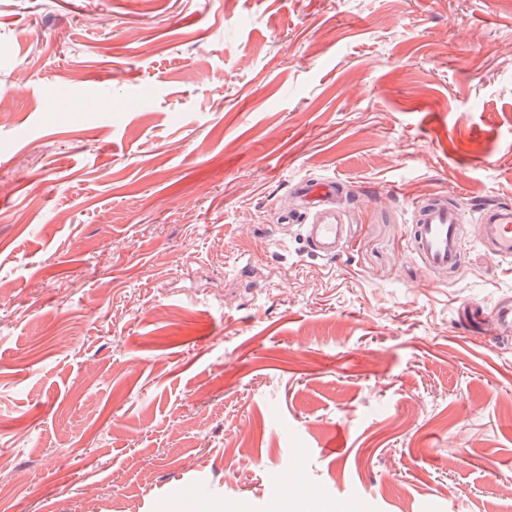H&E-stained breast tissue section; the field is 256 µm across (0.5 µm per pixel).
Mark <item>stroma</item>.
I'll use <instances>...</instances> for the list:
<instances>
[{"label": "stroma", "mask_w": 512, "mask_h": 512, "mask_svg": "<svg viewBox=\"0 0 512 512\" xmlns=\"http://www.w3.org/2000/svg\"><path fill=\"white\" fill-rule=\"evenodd\" d=\"M1 95L0 512H275L299 448L324 512H512V0H0ZM322 176L332 262L275 229ZM405 251L429 275L450 276L466 255L462 235L464 214L442 195L420 200L410 207ZM478 219L485 226L481 252L495 262L512 263V206L496 204L478 210Z\"/></svg>", "instance_id": "35a3bbf8"}]
</instances>
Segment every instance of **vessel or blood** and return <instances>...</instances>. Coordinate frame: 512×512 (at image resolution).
<instances>
[{"instance_id":"obj_1","label":"vessel or blood","mask_w":512,"mask_h":512,"mask_svg":"<svg viewBox=\"0 0 512 512\" xmlns=\"http://www.w3.org/2000/svg\"><path fill=\"white\" fill-rule=\"evenodd\" d=\"M340 188V179L334 177L294 181L299 210L278 225L279 235L287 236L290 226L300 225L311 252L326 260L336 259L351 239V229L336 209ZM478 219L485 226L483 252L495 262L512 263V206L482 207ZM464 222V214L447 197L434 195L420 200L410 207L405 250L427 274L452 275L466 255Z\"/></svg>"}]
</instances>
